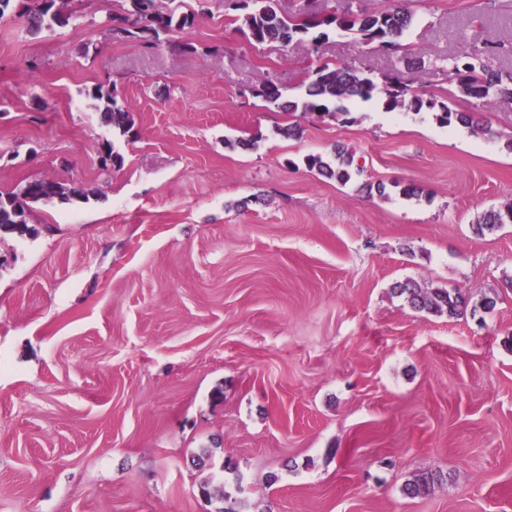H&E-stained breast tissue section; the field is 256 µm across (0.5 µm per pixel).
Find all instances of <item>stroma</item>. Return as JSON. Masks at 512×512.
I'll list each match as a JSON object with an SVG mask.
<instances>
[{
  "label": "stroma",
  "instance_id": "stroma-1",
  "mask_svg": "<svg viewBox=\"0 0 512 512\" xmlns=\"http://www.w3.org/2000/svg\"><path fill=\"white\" fill-rule=\"evenodd\" d=\"M158 4L198 19L155 49L113 33L124 0H75L36 36L0 19V191L92 193L0 238V512H217L198 493L215 477L236 512H512V224L476 230L512 204V105L476 134L378 99L341 125L247 94L294 99L321 60L379 81L411 59L414 92L471 111L431 62L512 41V0H405L404 52L333 33L317 56L251 46L231 0ZM98 83L138 136L104 125ZM337 145L366 161L344 185L303 164ZM406 280L497 304L427 315Z\"/></svg>",
  "mask_w": 512,
  "mask_h": 512
}]
</instances>
